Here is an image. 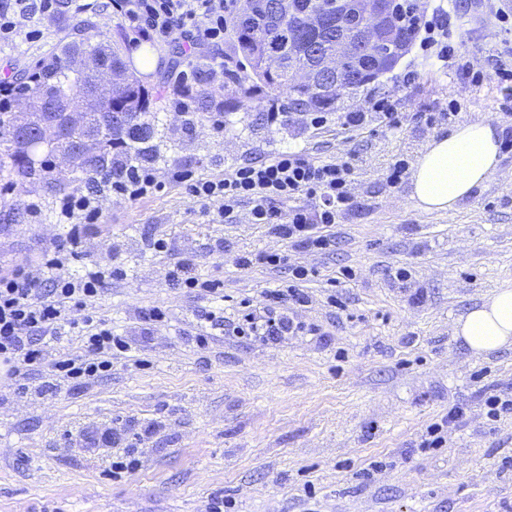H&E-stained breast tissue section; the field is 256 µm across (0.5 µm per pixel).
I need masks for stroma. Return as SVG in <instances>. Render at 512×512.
<instances>
[{
	"label": "stroma",
	"mask_w": 512,
	"mask_h": 512,
	"mask_svg": "<svg viewBox=\"0 0 512 512\" xmlns=\"http://www.w3.org/2000/svg\"><path fill=\"white\" fill-rule=\"evenodd\" d=\"M469 20L452 34L485 75L465 92L419 44L376 81L344 94L321 128L266 122L272 99L265 90L225 113L223 138L205 122L186 127L180 112L159 113L160 168L197 174L285 150L306 149L329 161L351 155L354 208L336 224L334 251L292 249L266 225L248 220L249 204L227 218L213 217L184 190L168 186L133 202L104 199L99 224L84 237L70 267L78 272L115 256L126 271L93 306V316L133 338L130 356L113 360L108 375L72 387L39 368L16 393L0 378V512H203L223 495L228 512H512V413L486 416V393L512 394V348L473 357L454 337L456 321L501 284L512 281V152L502 154V178L476 189L455 219L417 209L409 182L391 188L396 159L416 161L428 141L448 133L445 121L425 123L458 99V122L502 123L512 90L494 71L512 32L495 26L496 11L512 15V0H463ZM40 38L0 48V70L20 77L77 31L92 43L120 45L130 72L149 89L167 85L171 66L185 57L144 43L128 49L109 13L90 17L38 16ZM395 94L401 126L371 124L363 133L342 130L340 112L366 110L370 99ZM52 203L54 192L31 179L0 189V273L39 260L66 235L53 215L30 223L29 198ZM166 239L157 253L147 236ZM283 252L312 267L303 287L312 298L303 311L318 333L276 345L237 336L241 305H259L264 289L287 282L285 269L238 266L244 253ZM189 257L198 276L222 282L223 301L197 298L173 286L167 272ZM410 270V281L391 277ZM425 299H410L415 290ZM341 299L344 309L335 308ZM161 305L170 320L147 338L138 309ZM223 317L211 329L209 314ZM212 331L198 346V333ZM462 404V423L449 426L438 448H421L427 427ZM117 430L144 434L139 470L112 476V447L90 437Z\"/></svg>",
	"instance_id": "35a3bbf8"
}]
</instances>
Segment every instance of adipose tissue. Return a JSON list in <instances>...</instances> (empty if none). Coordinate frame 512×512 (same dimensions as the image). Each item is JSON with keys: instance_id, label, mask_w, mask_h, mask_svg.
<instances>
[{"instance_id": "1", "label": "adipose tissue", "mask_w": 512, "mask_h": 512, "mask_svg": "<svg viewBox=\"0 0 512 512\" xmlns=\"http://www.w3.org/2000/svg\"><path fill=\"white\" fill-rule=\"evenodd\" d=\"M501 173L500 131L480 119L431 138L411 173V198L425 212L455 215L459 204ZM471 355L512 346V285L497 288L456 323Z\"/></svg>"}]
</instances>
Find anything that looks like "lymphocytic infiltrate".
Listing matches in <instances>:
<instances>
[{
	"label": "lymphocytic infiltrate",
	"mask_w": 512,
	"mask_h": 512,
	"mask_svg": "<svg viewBox=\"0 0 512 512\" xmlns=\"http://www.w3.org/2000/svg\"><path fill=\"white\" fill-rule=\"evenodd\" d=\"M233 0H0V46L32 42L37 34L24 23L38 15H80L108 11L128 46L149 42L167 50L176 48L190 61L178 72L173 86L178 97L192 99L201 75L223 78L224 17ZM459 11L434 9L421 19L425 46L432 59L443 62L450 76L464 77L469 89L483 80L473 65L449 43L448 34L460 27ZM391 96L376 99L367 112H344L345 130L356 132L378 120L386 129L399 127ZM112 172L87 179L84 188L60 194L53 206L57 223L67 225L64 240L46 250L38 264H20L0 274V368L8 378L27 375L35 366L50 363L57 379L79 387L95 382L112 368V359L131 351L127 337L114 334L105 321L87 315L109 281L125 272L112 262L88 264L82 275L68 274L71 259L102 212L100 202L110 197L133 201L162 192L167 184L184 188L202 207L213 206L219 217L234 212L241 203L251 205L250 221L267 225L270 233L302 252H329L336 245L331 228L353 206L354 168L350 157L316 161L301 150H283L254 163L236 165L220 177H203L175 167L159 177L155 162L141 160L130 151L114 148ZM260 263L288 269L287 284L263 291L261 310L244 308L236 332L276 344L305 331L300 311L311 299L302 287L312 270L290 262L282 253L262 252L239 257L241 266ZM82 318H74V311ZM82 341V354L50 358V343L71 335Z\"/></svg>",
	"instance_id": "1"
}]
</instances>
